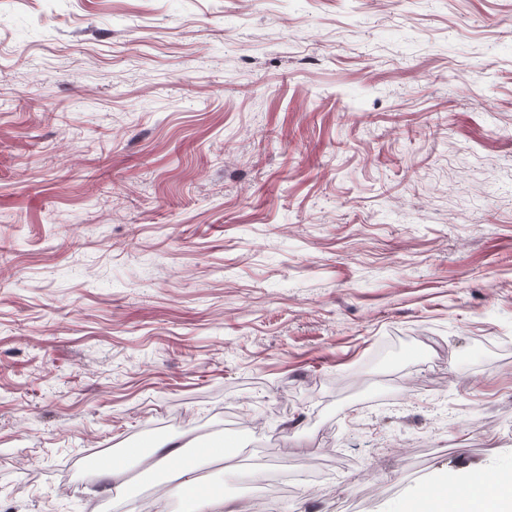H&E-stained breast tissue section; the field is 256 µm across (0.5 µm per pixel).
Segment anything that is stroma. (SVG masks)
<instances>
[{"mask_svg": "<svg viewBox=\"0 0 512 512\" xmlns=\"http://www.w3.org/2000/svg\"><path fill=\"white\" fill-rule=\"evenodd\" d=\"M171 439L232 510L512 478V0H0V512Z\"/></svg>", "mask_w": 512, "mask_h": 512, "instance_id": "obj_1", "label": "stroma"}]
</instances>
